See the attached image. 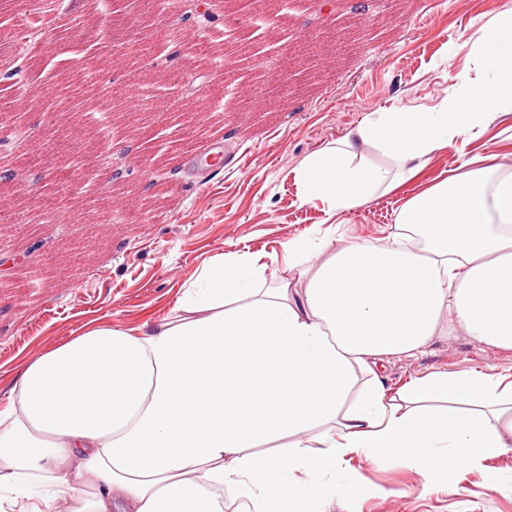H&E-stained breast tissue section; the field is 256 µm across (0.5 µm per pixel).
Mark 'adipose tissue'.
I'll return each mask as SVG.
<instances>
[{"instance_id":"ef3b65f1","label":"adipose tissue","mask_w":512,"mask_h":512,"mask_svg":"<svg viewBox=\"0 0 512 512\" xmlns=\"http://www.w3.org/2000/svg\"><path fill=\"white\" fill-rule=\"evenodd\" d=\"M467 58L479 85L461 79L434 108L369 113L299 170L307 197L339 214L454 150L458 173L401 205L388 244L351 242L313 266L308 241L290 240L296 294L250 255L221 257L172 321L138 336L94 327L27 361L0 412V491L54 481L32 512H224L228 492L249 512H319L381 495L358 476L335 481L351 455L446 485L512 451V373H431L393 392L376 375L455 326L512 350V166L467 150L512 116V11L480 27ZM366 145L393 167L367 164ZM279 436L288 451L259 452Z\"/></svg>"}]
</instances>
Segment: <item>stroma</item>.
I'll return each instance as SVG.
<instances>
[{
    "instance_id": "stroma-1",
    "label": "stroma",
    "mask_w": 512,
    "mask_h": 512,
    "mask_svg": "<svg viewBox=\"0 0 512 512\" xmlns=\"http://www.w3.org/2000/svg\"><path fill=\"white\" fill-rule=\"evenodd\" d=\"M95 3L99 11L113 14L117 26L96 33L110 49L92 82L80 85L92 95L98 83H124L128 42L151 38L158 25L133 9L113 13L111 0ZM197 5L214 15L204 35L215 43L197 83H220L224 90L195 124L193 137L222 150L224 162L210 166L199 158L175 157L170 165L176 173L160 183L157 193L148 188L160 182L166 168L161 165L140 173V189L113 187L103 199L80 186L95 159L75 161L58 188L64 208L59 220L69 238L91 241L93 247L57 252V230L45 224L37 235L46 250L57 252V273L35 288L22 287L23 265L0 275V410L9 404V389L24 362L92 326L117 323L137 336L146 325L169 320L185 285L211 260L247 251L267 264V277L274 281L286 275L281 258L292 239L312 238L317 263L326 257L319 249L326 241L334 247L357 240L384 242L395 210L406 199L455 173L459 159L454 151L435 152L420 175L398 192L337 216L330 214L327 202L305 199L298 179L302 162L369 113L438 105L461 69L479 81L480 70L466 65L467 43L489 17L512 9V0H390L389 21L372 10L354 18L341 15L339 24L353 25V38L340 46L321 42L316 55L284 73L283 81L302 82L306 91L277 99L270 112L262 103L272 69L298 27L313 18L311 0H292L287 15L266 24L256 18L253 0H198ZM85 20L70 0H0V28L44 31L72 22L62 52L32 63L37 85L47 93L79 71ZM140 82L159 90L153 113L145 117L131 108L100 125L83 122L71 129L73 142L131 140L143 124L173 126L182 121L183 110L199 105L197 94L168 84L164 72H143ZM469 150L512 164V118L479 134ZM106 200L120 214L149 210L153 216L134 224L103 222L99 210ZM511 368L512 351L474 342L457 329L436 337L424 354L389 358L383 379L397 389L432 372ZM342 468L388 494L353 505L333 501L328 512H512V453L486 459L482 472L458 473L450 492L430 488L424 472L390 460L373 465L353 455Z\"/></svg>"
}]
</instances>
